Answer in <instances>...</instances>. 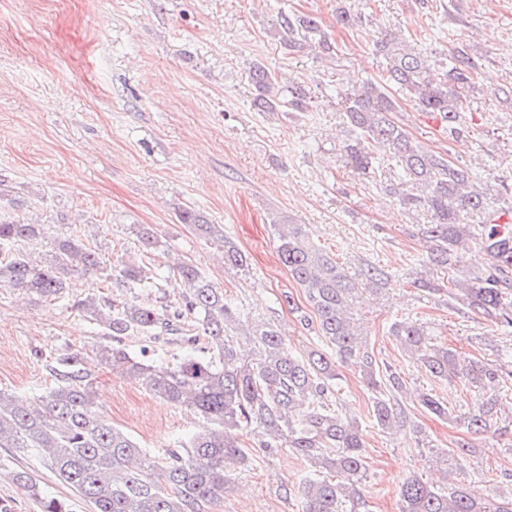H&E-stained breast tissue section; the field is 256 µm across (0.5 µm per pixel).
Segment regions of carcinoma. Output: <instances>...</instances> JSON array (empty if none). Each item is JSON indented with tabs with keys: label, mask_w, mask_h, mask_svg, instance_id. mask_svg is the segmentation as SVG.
Returning <instances> with one entry per match:
<instances>
[{
	"label": "carcinoma",
	"mask_w": 512,
	"mask_h": 512,
	"mask_svg": "<svg viewBox=\"0 0 512 512\" xmlns=\"http://www.w3.org/2000/svg\"><path fill=\"white\" fill-rule=\"evenodd\" d=\"M276 32L290 51L308 47L324 55L333 53L310 15L282 11ZM379 51L386 61L385 82H367L345 100L344 116L355 138L343 149L363 175L372 166L375 148L393 150L403 182L402 187L392 188V194L401 205L419 206L429 214L428 223L418 228V234L430 242L424 266L452 267L459 248L481 245L490 265L454 281L448 300L512 328V235L498 237L475 220L490 213V199L500 193L474 188L469 168L413 143L395 118L398 105L389 92L391 86L404 91L420 111L446 121L452 139L465 130L462 112L468 109V101L464 92L473 83L477 57L466 46L458 48L432 70L420 52L392 50L385 40ZM248 80L255 92L254 106L262 112L310 109L304 85L281 86L276 74L262 63L252 65ZM179 220L199 236L223 243L226 266L247 267L245 254L224 236L221 225L208 223L192 208L180 211ZM273 227L278 259L312 311L300 320L306 326L316 325L332 353L310 349L296 356L281 334L264 324L245 335L254 354L247 359L239 338L231 334L240 328V314L222 289L185 260L175 264L184 291L169 306L116 302L99 295L79 301L78 308L112 338V343L97 349L100 365L190 412L199 426L164 456L150 454L100 411L81 353L66 350L47 365L55 383L44 394L17 395L0 389V448L9 449L18 461L9 477L29 493L40 512L69 509L63 499L42 493L30 470L21 464L32 450L92 512H205L206 505L224 500V493L233 490L229 472L245 461L239 433L248 428L254 430L255 447L268 455L291 448L315 470L345 476L346 485L327 478L297 486L286 482L284 493H297L303 512H347L349 505L361 499L366 464L359 424L330 409L322 399L333 391L337 368L350 366L375 388L372 414L378 427L389 431L407 424L392 395L403 390L402 377L380 370L353 317L355 305L364 293L375 292L385 272L368 264L354 277L313 241L307 225L282 217ZM50 230L49 224L0 217V250H7L0 259L1 287L55 300L66 293L73 272H104L98 254L71 236L56 239L54 252L42 264L20 251H9V245L48 237ZM390 334L432 378H464L478 389L481 405L463 415L453 414L430 394L422 398L429 413L464 426L469 436L452 443L453 454L459 459L470 455L475 448L473 436L488 432L501 410L500 390L512 371H504L497 363L461 359L455 351L432 342L424 326L412 321L393 324ZM161 341L182 349L174 363L164 365L153 359ZM401 497V512H512V495L477 496L454 483L443 490L409 478Z\"/></svg>",
	"instance_id": "obj_1"
}]
</instances>
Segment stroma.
Listing matches in <instances>:
<instances>
[{"label":"stroma","instance_id":"obj_1","mask_svg":"<svg viewBox=\"0 0 512 512\" xmlns=\"http://www.w3.org/2000/svg\"><path fill=\"white\" fill-rule=\"evenodd\" d=\"M340 4L358 16L355 26L337 24ZM281 10L316 17L335 61L309 49L288 54L274 33ZM389 33L435 64L463 44L480 55L462 137H445L404 94L397 117L415 144L471 168L479 183L512 186V96L502 93L512 87V0H0V214L53 225L107 267L103 275L73 274L53 301L0 288V389L44 392L53 383L45 361L78 350L105 415L164 454L194 430L192 417L98 365L103 331L78 300L94 293L174 302L184 286L170 267L186 259L250 321L275 325L293 351L323 347L315 327L288 308L306 301L276 252L271 221L287 216L309 225L350 274L365 263L388 274L358 312L379 362L404 379L397 399L410 425L381 430L366 382L354 368H339L328 400L356 417L365 444L354 512H400L410 477L438 487L448 475L477 495L512 492V409L499 412L466 461L449 458L464 430L424 411L420 396L433 394L459 415L476 408L478 395L461 379L431 378L389 333L406 319L459 357L512 361L511 329L448 300L452 282L486 267L487 256L469 246L455 266L432 272L437 292L415 288L426 212L391 195L400 169L388 150L365 176L343 151L353 133L341 99L381 79L385 61L375 45ZM257 61L281 84L306 85L311 111H257L247 80ZM185 208L222 225L247 269L225 266L216 244L181 224ZM145 225L157 247L139 246ZM128 263L143 266L147 278L122 279ZM240 443L250 461L232 472L233 492L209 512H302L301 498L284 496L282 485L314 476L311 464L289 448L257 453L249 435Z\"/></svg>","mask_w":512,"mask_h":512}]
</instances>
